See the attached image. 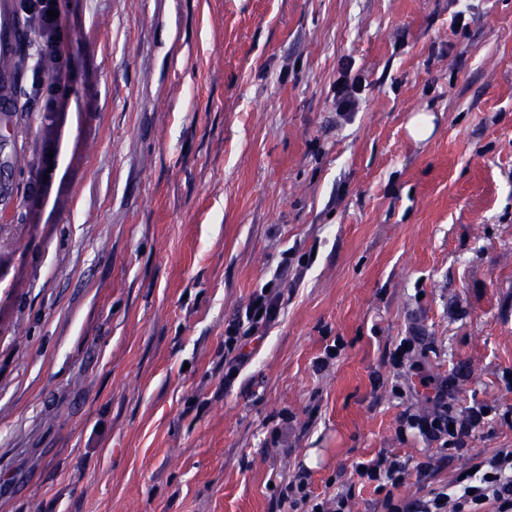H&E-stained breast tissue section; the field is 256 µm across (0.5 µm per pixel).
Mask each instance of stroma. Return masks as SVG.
Masks as SVG:
<instances>
[{
    "label": "stroma",
    "mask_w": 512,
    "mask_h": 512,
    "mask_svg": "<svg viewBox=\"0 0 512 512\" xmlns=\"http://www.w3.org/2000/svg\"><path fill=\"white\" fill-rule=\"evenodd\" d=\"M57 10L54 131L23 94L36 37L10 8L0 512H290L279 490L300 479L384 512L355 463L431 460L396 491L411 501L512 448V0ZM286 256L280 317L225 384V330ZM416 363L492 409L451 460L404 422L430 409ZM342 82V87H339ZM336 85V112L348 115L349 112H356L359 106L360 82L357 77H350L349 72L342 75Z\"/></svg>",
    "instance_id": "stroma-1"
}]
</instances>
